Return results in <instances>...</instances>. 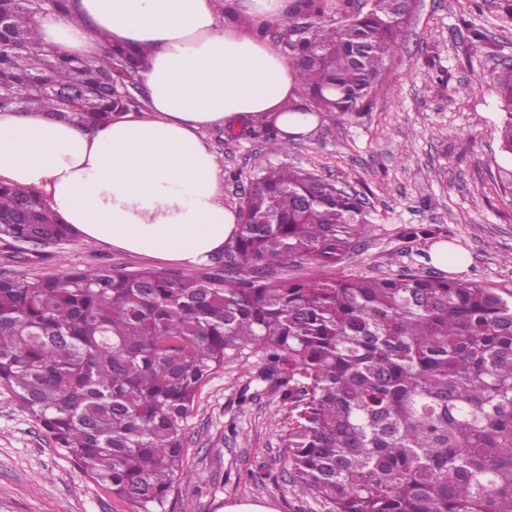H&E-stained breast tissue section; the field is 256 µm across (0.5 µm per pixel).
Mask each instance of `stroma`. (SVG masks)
<instances>
[{
  "instance_id": "obj_1",
  "label": "stroma",
  "mask_w": 512,
  "mask_h": 512,
  "mask_svg": "<svg viewBox=\"0 0 512 512\" xmlns=\"http://www.w3.org/2000/svg\"><path fill=\"white\" fill-rule=\"evenodd\" d=\"M467 19L469 29L459 26ZM483 35L475 42L470 29ZM512 59V31L472 0H417L391 84L350 117L319 116L288 153H271L221 127L206 139L223 171L248 175L255 161L287 164L364 194L373 223L346 274L390 277L435 271L432 246L451 243L465 260L454 278L512 285V197L489 166L501 112L491 74ZM122 266L200 276L191 266L112 249L76 235L29 250L12 263L22 275L70 267ZM257 357L233 356L198 394L186 431L187 455L166 512H224L260 503L274 512H324L286 480L283 438L289 407L262 391L243 396ZM0 512H137L94 482L0 384Z\"/></svg>"
}]
</instances>
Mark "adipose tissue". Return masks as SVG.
<instances>
[{"label": "adipose tissue", "mask_w": 512, "mask_h": 512, "mask_svg": "<svg viewBox=\"0 0 512 512\" xmlns=\"http://www.w3.org/2000/svg\"><path fill=\"white\" fill-rule=\"evenodd\" d=\"M71 11L42 20L45 41L88 60L109 42L149 49L147 108L93 130L0 112V184L39 191L86 239L209 263L239 226L205 131L272 117L284 133H309L316 116L289 109L295 67L261 33L227 24L220 0H74Z\"/></svg>", "instance_id": "1"}]
</instances>
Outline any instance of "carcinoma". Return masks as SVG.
Returning <instances> with one entry per match:
<instances>
[{"mask_svg": "<svg viewBox=\"0 0 512 512\" xmlns=\"http://www.w3.org/2000/svg\"><path fill=\"white\" fill-rule=\"evenodd\" d=\"M71 0H0V109L95 128L130 111L147 55L109 45L89 61L44 42ZM504 29L512 0H482ZM317 33L294 65L307 114L356 115L393 78L411 5L288 0ZM338 21L328 23L325 16ZM502 112L501 190L512 195V63L492 73ZM250 135L294 144L268 120ZM362 194L256 162L217 272L119 266L18 276L0 267V382L112 496L166 512L194 399L224 359L255 354L254 381L297 410L288 482L329 512H512V287L431 273L351 277L370 230ZM72 237L40 194L0 185V241ZM312 273L281 276L295 263Z\"/></svg>", "mask_w": 512, "mask_h": 512, "instance_id": "1", "label": "carcinoma"}]
</instances>
